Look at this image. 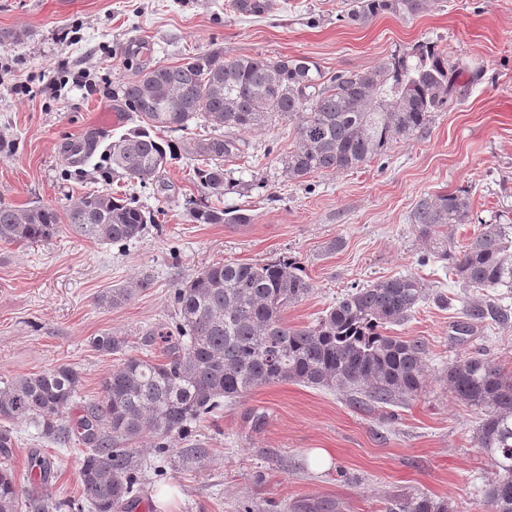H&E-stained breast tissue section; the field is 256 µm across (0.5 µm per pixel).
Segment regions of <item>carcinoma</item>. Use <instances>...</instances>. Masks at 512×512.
Returning <instances> with one entry per match:
<instances>
[{
    "label": "carcinoma",
    "mask_w": 512,
    "mask_h": 512,
    "mask_svg": "<svg viewBox=\"0 0 512 512\" xmlns=\"http://www.w3.org/2000/svg\"><path fill=\"white\" fill-rule=\"evenodd\" d=\"M426 2L346 0L343 17L359 25L382 13L410 17ZM475 78L467 64L432 42L414 44L374 68L330 76L305 56L227 59L224 51L212 49L179 65L144 70L123 86L122 100L136 125L108 143L104 163L129 184L160 178L181 150L161 133L201 120L212 135L195 142L194 174L207 194L189 209L191 220L249 224L248 210L222 207V197L235 185L224 173V160L246 154L243 134L285 119L294 124L297 140L280 158L288 179L347 172L383 155L394 141L425 133L434 113L461 102ZM470 217L465 190L424 197L411 213L430 253L449 264L454 283L481 290L466 301L465 320L456 325L461 335L470 334L476 322H512V308L490 294L497 288L512 292V224H483L458 248L440 228L466 224ZM153 223L155 214L128 194L87 193L64 212L46 204L17 209L0 203L5 243L48 242L68 226L100 244H126ZM150 281L146 275L111 288L98 302L120 307ZM312 288L291 259L208 266L173 289L174 327L149 332L164 344L163 361L125 357L74 423L67 419L81 385L74 368L0 378V421L26 422L57 444L78 438L86 445L79 467L81 500L94 512H117L137 484L131 441L152 433L165 453L170 435L255 387L291 380L381 406L403 404L423 391L424 341L386 330L410 319L429 296L428 284L400 275L355 287L316 324L288 326L283 311ZM127 344L126 337L110 332L93 339L105 355L120 353ZM444 381L457 400L480 413L475 440L496 467L485 502L493 512H512V376L477 351L450 363ZM70 507L35 487L20 498L12 467L0 464V512ZM387 512L456 510L449 501L418 495L391 503Z\"/></svg>",
    "instance_id": "obj_1"
}]
</instances>
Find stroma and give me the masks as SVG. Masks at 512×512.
I'll list each match as a JSON object with an SVG mask.
<instances>
[{"instance_id": "stroma-1", "label": "stroma", "mask_w": 512, "mask_h": 512, "mask_svg": "<svg viewBox=\"0 0 512 512\" xmlns=\"http://www.w3.org/2000/svg\"><path fill=\"white\" fill-rule=\"evenodd\" d=\"M228 0H0V202L69 209L89 191L127 192L157 212L143 238L102 245L62 229L46 243L0 242V377L67 365L82 377L69 411L82 415L119 361L92 339L110 331L127 352L160 360L144 336L175 320L173 289L225 261L294 257L313 284L288 307L289 326L312 324L346 290L412 274L448 298L425 301L391 334L425 340V388L397 406L352 404L344 393L280 382L262 385L191 422L159 459L156 437L132 443L144 512H386L396 496L448 498L458 512H490L484 489L495 476L478 448L473 408L442 379L449 363L484 351L512 375V323L475 325L458 335L464 294L410 222L424 196L465 188L471 221L447 235L464 245L481 224H512V0H433L424 12L391 14L359 26L341 18L342 0H269L243 15ZM481 67L461 104L436 113L429 130L394 142L386 154L345 173L288 180L279 159L296 145L291 123L247 133L244 157L225 162L239 187L226 207L247 209L249 224H196L188 211L202 193L194 181V140L207 128L175 131L182 152L162 180L113 179L101 150L133 127L121 88L138 69L182 63L222 48L225 57L306 56L323 72L362 71L418 42ZM151 275L153 286L118 308L101 306L109 288ZM9 460L20 493L30 488L32 455L49 458L44 494L80 501L82 444L62 446L24 422L10 424ZM326 450L317 470L312 453ZM174 492L156 508L157 489Z\"/></svg>"}]
</instances>
